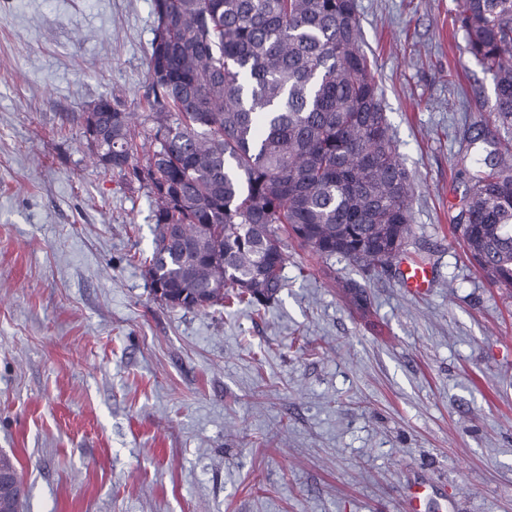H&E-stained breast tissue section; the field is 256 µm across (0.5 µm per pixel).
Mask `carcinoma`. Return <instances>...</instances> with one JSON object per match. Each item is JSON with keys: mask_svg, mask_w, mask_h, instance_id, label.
I'll return each mask as SVG.
<instances>
[{"mask_svg": "<svg viewBox=\"0 0 512 512\" xmlns=\"http://www.w3.org/2000/svg\"><path fill=\"white\" fill-rule=\"evenodd\" d=\"M147 112L101 99L82 136L99 166L149 188L147 281L185 311L279 300L288 240L371 277L413 236V187L393 140L355 0H152ZM455 26L512 128V0H462ZM474 160L457 216L468 256L512 288V138ZM365 317V286L341 284ZM23 491L0 490V512Z\"/></svg>", "mask_w": 512, "mask_h": 512, "instance_id": "carcinoma-1", "label": "carcinoma"}]
</instances>
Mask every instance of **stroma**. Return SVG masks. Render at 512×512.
<instances>
[{"label":"stroma","mask_w":512,"mask_h":512,"mask_svg":"<svg viewBox=\"0 0 512 512\" xmlns=\"http://www.w3.org/2000/svg\"><path fill=\"white\" fill-rule=\"evenodd\" d=\"M356 5L433 286L292 244L257 316L151 295L149 193L81 134L102 97L146 111L152 0H0V454L21 512H406L418 482L451 512H512V288L449 231L470 137L507 135L493 77L452 30L460 0ZM342 292L347 303L362 317L371 313L373 309V299L366 287L357 281L348 280L341 284Z\"/></svg>","instance_id":"1"}]
</instances>
